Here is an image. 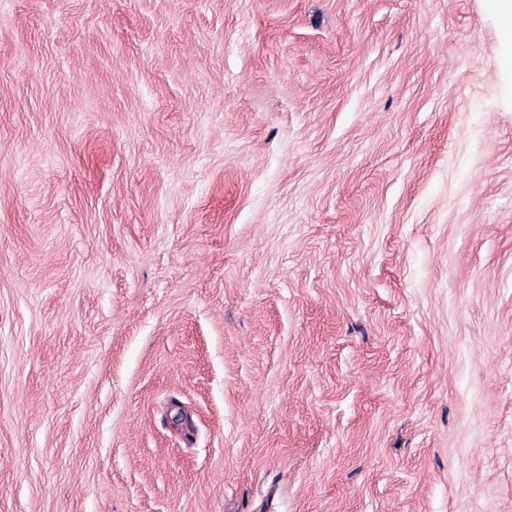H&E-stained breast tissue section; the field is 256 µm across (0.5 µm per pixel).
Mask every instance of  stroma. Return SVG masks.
I'll use <instances>...</instances> for the list:
<instances>
[{"mask_svg": "<svg viewBox=\"0 0 512 512\" xmlns=\"http://www.w3.org/2000/svg\"><path fill=\"white\" fill-rule=\"evenodd\" d=\"M490 0H0V512H512Z\"/></svg>", "mask_w": 512, "mask_h": 512, "instance_id": "obj_1", "label": "stroma"}]
</instances>
